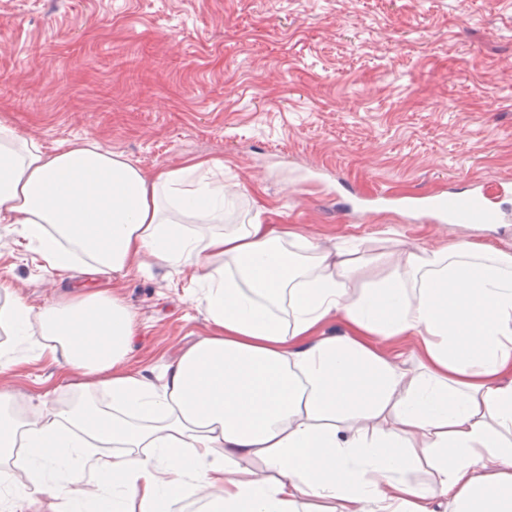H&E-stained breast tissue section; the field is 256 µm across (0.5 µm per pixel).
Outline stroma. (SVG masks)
<instances>
[{"instance_id": "35a3bbf8", "label": "stroma", "mask_w": 512, "mask_h": 512, "mask_svg": "<svg viewBox=\"0 0 512 512\" xmlns=\"http://www.w3.org/2000/svg\"><path fill=\"white\" fill-rule=\"evenodd\" d=\"M0 121L47 149L94 138L145 176L224 162V221L243 214L330 246L468 239L512 250L508 224L367 221L336 213L464 178L512 182V0H0ZM0 224V281L39 309L87 287L59 279ZM137 322L130 371L160 376L212 326L187 277L144 254L102 279ZM94 377L30 351L4 372L31 406Z\"/></svg>"}]
</instances>
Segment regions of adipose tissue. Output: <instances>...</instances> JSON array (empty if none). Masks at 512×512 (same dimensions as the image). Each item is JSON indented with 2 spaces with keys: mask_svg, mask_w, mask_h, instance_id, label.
I'll return each mask as SVG.
<instances>
[{
  "mask_svg": "<svg viewBox=\"0 0 512 512\" xmlns=\"http://www.w3.org/2000/svg\"><path fill=\"white\" fill-rule=\"evenodd\" d=\"M223 169L147 178L99 141L50 152L0 123V224L46 271L153 253L214 327L152 379L125 368L135 320L108 289L36 310L1 287L0 370L35 344L99 383L24 414L0 390V512H512V251L400 248L371 279L345 245L225 223ZM375 336L418 337L414 367Z\"/></svg>",
  "mask_w": 512,
  "mask_h": 512,
  "instance_id": "1",
  "label": "adipose tissue"
}]
</instances>
